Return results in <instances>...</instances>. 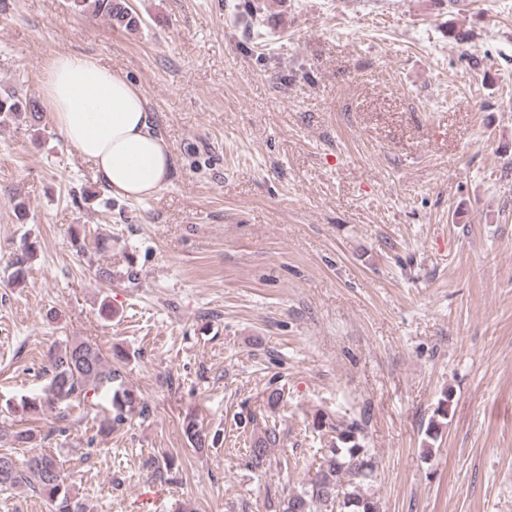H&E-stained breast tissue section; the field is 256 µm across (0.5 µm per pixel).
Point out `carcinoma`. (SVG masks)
<instances>
[{
    "label": "carcinoma",
    "mask_w": 512,
    "mask_h": 512,
    "mask_svg": "<svg viewBox=\"0 0 512 512\" xmlns=\"http://www.w3.org/2000/svg\"><path fill=\"white\" fill-rule=\"evenodd\" d=\"M71 7L94 17L135 30L138 17L133 15L125 0H71ZM40 119L37 102L18 90L0 94V126L20 119ZM30 254L26 244L11 263L10 279L20 282L26 275L25 256ZM49 381L46 399L26 396L21 399V410L36 412L43 403L69 405L78 398L105 389L112 391V380L119 374L112 371V363L97 343L90 340H72L57 346L50 355L47 369ZM361 427L353 424L341 429L336 447L322 456L315 474L304 483L300 492L283 501L282 512H379L374 497L364 491L375 461L360 439ZM33 434L0 425V443L13 446L30 444ZM276 443L274 432L269 431L255 440L250 453L252 464L263 465L267 449ZM66 476L54 456L41 452L18 465L12 455L0 453V487H30L45 496L52 512H82L76 496L65 486Z\"/></svg>",
    "instance_id": "1"
}]
</instances>
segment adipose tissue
Masks as SVG:
<instances>
[{
    "label": "adipose tissue",
    "instance_id": "adipose-tissue-1",
    "mask_svg": "<svg viewBox=\"0 0 512 512\" xmlns=\"http://www.w3.org/2000/svg\"><path fill=\"white\" fill-rule=\"evenodd\" d=\"M41 90L54 125L113 195L142 199L166 186L171 147L153 130L142 90L123 72L59 51L42 67Z\"/></svg>",
    "mask_w": 512,
    "mask_h": 512
}]
</instances>
